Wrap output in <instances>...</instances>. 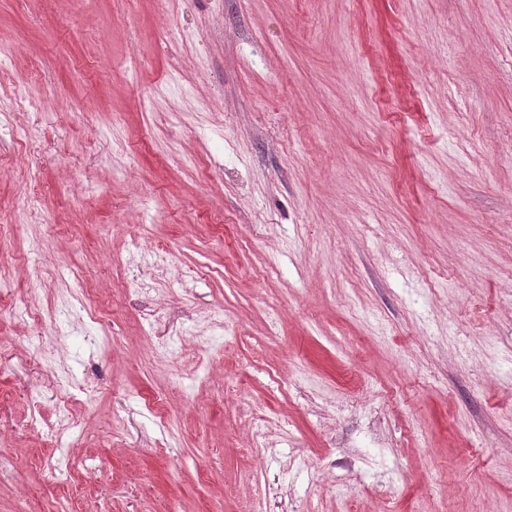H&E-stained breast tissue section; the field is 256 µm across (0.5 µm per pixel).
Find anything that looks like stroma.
<instances>
[{
	"mask_svg": "<svg viewBox=\"0 0 512 512\" xmlns=\"http://www.w3.org/2000/svg\"><path fill=\"white\" fill-rule=\"evenodd\" d=\"M0 43V512H512V0Z\"/></svg>",
	"mask_w": 512,
	"mask_h": 512,
	"instance_id": "1",
	"label": "stroma"
}]
</instances>
